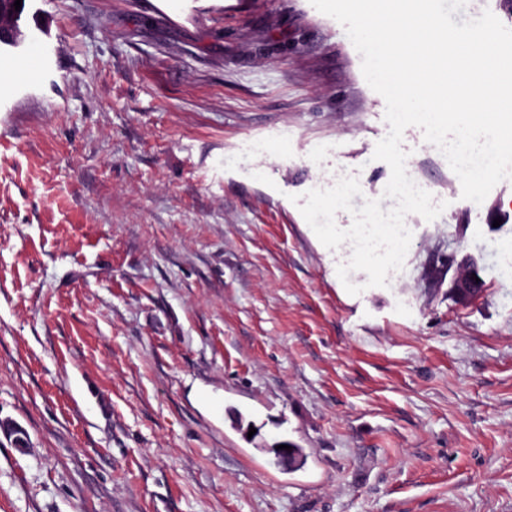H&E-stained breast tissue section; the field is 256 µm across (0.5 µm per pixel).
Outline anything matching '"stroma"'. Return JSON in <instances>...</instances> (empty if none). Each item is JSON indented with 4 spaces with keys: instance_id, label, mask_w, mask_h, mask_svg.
I'll return each mask as SVG.
<instances>
[{
    "instance_id": "obj_1",
    "label": "stroma",
    "mask_w": 512,
    "mask_h": 512,
    "mask_svg": "<svg viewBox=\"0 0 512 512\" xmlns=\"http://www.w3.org/2000/svg\"><path fill=\"white\" fill-rule=\"evenodd\" d=\"M0 82V512H512V179L419 127L401 270L360 294L292 198L358 179L386 104L310 0H26ZM484 290L459 302L441 258ZM292 440L307 461L278 464Z\"/></svg>"
}]
</instances>
